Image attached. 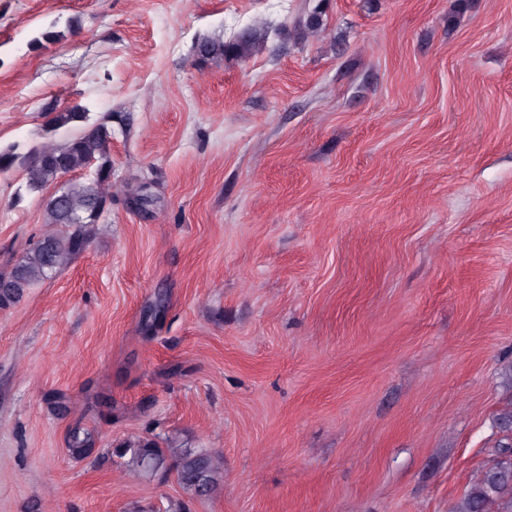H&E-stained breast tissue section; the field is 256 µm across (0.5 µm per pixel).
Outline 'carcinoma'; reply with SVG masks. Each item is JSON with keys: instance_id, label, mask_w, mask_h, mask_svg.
Instances as JSON below:
<instances>
[{"instance_id": "cac0c4a2", "label": "carcinoma", "mask_w": 512, "mask_h": 512, "mask_svg": "<svg viewBox=\"0 0 512 512\" xmlns=\"http://www.w3.org/2000/svg\"><path fill=\"white\" fill-rule=\"evenodd\" d=\"M85 119L86 112L76 105L56 113L50 125L54 131L79 128ZM111 139L112 116L107 115L90 130L72 134L60 144H44L26 153L18 152L15 145L0 148V173L23 168L32 189L52 185L61 175L83 171L97 162L93 180L64 185L46 200V223L60 224L67 231L37 240L21 261L0 274V305L19 299L27 288L68 265L83 251L87 227L98 223L99 209L112 200ZM118 453L127 458L129 471L143 477L174 465L179 484L188 491L200 488L202 494L212 496L223 486L224 459L207 450L162 448L154 441L139 439ZM455 512H512L511 441L499 445L493 463L470 486Z\"/></svg>"}]
</instances>
